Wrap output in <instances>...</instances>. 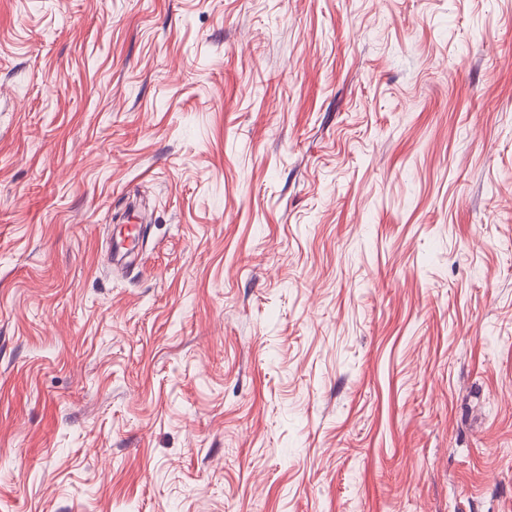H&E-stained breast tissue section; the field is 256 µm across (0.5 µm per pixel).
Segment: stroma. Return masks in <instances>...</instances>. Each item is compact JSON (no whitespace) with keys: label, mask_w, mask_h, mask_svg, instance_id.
Instances as JSON below:
<instances>
[{"label":"stroma","mask_w":512,"mask_h":512,"mask_svg":"<svg viewBox=\"0 0 512 512\" xmlns=\"http://www.w3.org/2000/svg\"><path fill=\"white\" fill-rule=\"evenodd\" d=\"M0 512H512V0H0Z\"/></svg>","instance_id":"stroma-1"}]
</instances>
